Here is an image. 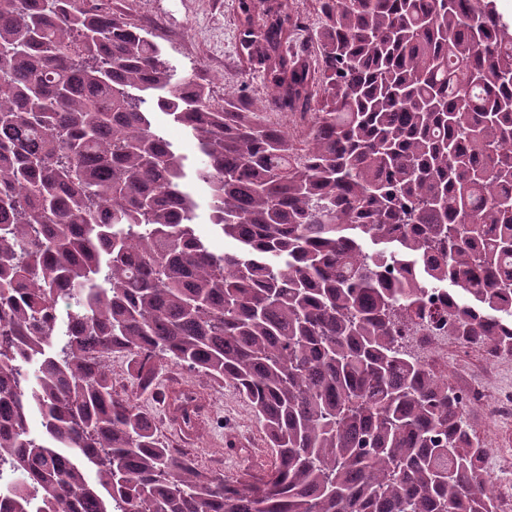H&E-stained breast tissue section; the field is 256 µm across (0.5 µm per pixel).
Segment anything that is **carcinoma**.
Here are the masks:
<instances>
[{
	"instance_id": "1",
	"label": "carcinoma",
	"mask_w": 512,
	"mask_h": 512,
	"mask_svg": "<svg viewBox=\"0 0 512 512\" xmlns=\"http://www.w3.org/2000/svg\"><path fill=\"white\" fill-rule=\"evenodd\" d=\"M96 2L0 0V512H494L472 398L401 326L512 354V19L497 0H316L318 64L288 50L282 3L245 0L298 149ZM192 181L231 249L198 233ZM114 352L144 389L161 360L232 383L271 467L176 454L113 390ZM168 406L196 427L193 393ZM157 124L162 133L171 140L179 152L190 160L198 156L196 140L180 125L169 121L163 115H157Z\"/></svg>"
}]
</instances>
